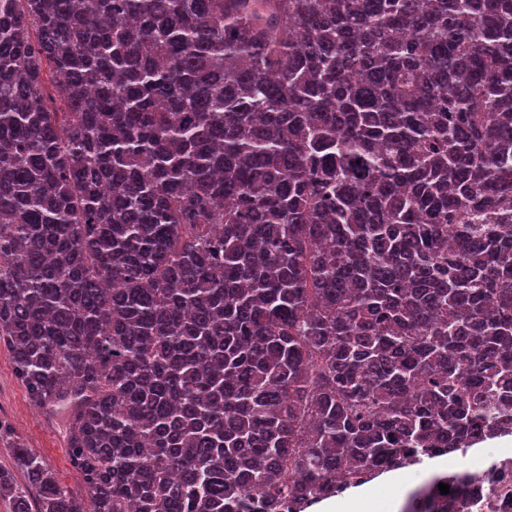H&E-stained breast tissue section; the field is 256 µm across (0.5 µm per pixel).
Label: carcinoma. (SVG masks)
I'll list each match as a JSON object with an SVG mask.
<instances>
[{
  "label": "carcinoma",
  "instance_id": "obj_1",
  "mask_svg": "<svg viewBox=\"0 0 512 512\" xmlns=\"http://www.w3.org/2000/svg\"><path fill=\"white\" fill-rule=\"evenodd\" d=\"M0 345L87 491L21 447L13 512H303L512 435V0H0Z\"/></svg>",
  "mask_w": 512,
  "mask_h": 512
}]
</instances>
